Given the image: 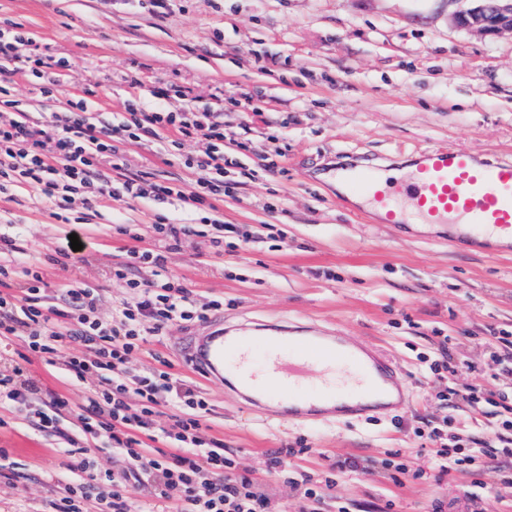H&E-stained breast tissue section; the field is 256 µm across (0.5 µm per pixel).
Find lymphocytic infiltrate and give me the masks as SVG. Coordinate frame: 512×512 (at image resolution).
Listing matches in <instances>:
<instances>
[{
    "instance_id": "f902f5d3",
    "label": "lymphocytic infiltrate",
    "mask_w": 512,
    "mask_h": 512,
    "mask_svg": "<svg viewBox=\"0 0 512 512\" xmlns=\"http://www.w3.org/2000/svg\"><path fill=\"white\" fill-rule=\"evenodd\" d=\"M28 32L0 28V199L12 200L15 187L39 190L62 223H70L75 205L92 209L102 199L125 201L174 199L184 209L200 213L196 224H175L160 217L153 226L154 243L127 251L125 262L113 268L126 298L111 315L100 316L94 289L65 285L57 308L44 306L47 283L39 265L27 268L26 285L14 286L17 272L9 258L18 249V235L0 232V339L22 338L24 349L39 354L58 377L73 382L94 379L90 394L79 409H72L60 393L44 394L40 380L15 366L0 375V410L23 412L39 429L56 428L61 412L75 411L83 439H69L65 450L77 479L52 503L51 512H87L96 503L99 512H129L132 488H140L157 503L156 512H269L268 501L255 480L235 475V464L224 454L223 440L207 436L203 424L209 403L195 382L169 371L165 357L153 365L132 370L129 360L149 341H161L170 326L207 320L221 310L222 301L201 305L183 280L167 268V255L178 250L184 237L209 230V241L223 251L224 237L233 233L223 223L217 203L226 192L224 113L199 112L188 104L184 87L157 88L156 96L178 99L180 111L155 110L137 100L125 102V114L116 124H105L87 110L83 95L71 94L66 109L52 113L43 124L31 121L9 85L23 74L41 95L58 92L61 72L70 67L67 57L47 59L30 52ZM164 139L173 149L198 143L183 164L193 170L191 186L153 181L150 174H111L107 166L125 141ZM133 268L148 270L149 279L130 278ZM77 345L78 353L61 356L63 343ZM461 396L472 409L495 404L499 427L506 436L500 445L474 440L464 445L458 431L432 428L437 467L442 472H470L483 459L512 455V403L495 399L477 385H448L444 398ZM170 410L168 427L157 425L163 410ZM120 457L121 470L101 472L99 452Z\"/></svg>"
}]
</instances>
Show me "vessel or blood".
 Instances as JSON below:
<instances>
[{
	"mask_svg": "<svg viewBox=\"0 0 512 512\" xmlns=\"http://www.w3.org/2000/svg\"><path fill=\"white\" fill-rule=\"evenodd\" d=\"M345 180L384 224L447 226L457 246L491 255L512 254V159L488 158L464 148L432 147L410 154L409 171L382 180L371 165L352 167ZM184 359L211 381L231 388L241 404H275L286 420L363 418L408 400L404 378L389 358L318 328L230 329L210 324L183 346ZM350 385H336L337 368Z\"/></svg>",
	"mask_w": 512,
	"mask_h": 512,
	"instance_id": "vessel-or-blood-1",
	"label": "vessel or blood"
}]
</instances>
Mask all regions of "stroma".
I'll use <instances>...</instances> for the list:
<instances>
[{
  "instance_id": "35a3bbf8",
  "label": "stroma",
  "mask_w": 512,
  "mask_h": 512,
  "mask_svg": "<svg viewBox=\"0 0 512 512\" xmlns=\"http://www.w3.org/2000/svg\"><path fill=\"white\" fill-rule=\"evenodd\" d=\"M448 0H173L166 17L144 0H0V22L29 32L45 56L72 67L56 99L42 98L24 77L12 94L33 119L61 110L68 94L87 93V110L103 122L123 112L126 74L142 70V101L155 105L154 88L184 84L198 111L224 108V153L235 161L225 178L233 193L219 205L243 242L208 251L194 236L168 255L169 271L184 277L198 301L224 300L225 324L289 323L315 326L389 355L410 393L405 408L373 417L282 420L242 407L224 387L201 383L211 405L209 433L222 439L236 472L255 479L272 512H308L302 488L270 466L282 448L305 445L293 458L295 475L333 478L318 512H433L436 504L466 506L480 487L477 512H512V458L474 473H442L431 446L417 434L425 425L447 427L467 418L469 435L492 439L495 409L474 411L460 400H438L431 374L438 337L456 358L458 386L512 388V374L492 358L490 337L512 334V257L456 249L447 228L382 224L346 198L336 183L342 166L363 161L402 174L399 152L459 145L491 157H512V36L484 37L455 25ZM260 117H252L253 109ZM119 156L132 172L190 183L193 175L168 161L166 144L122 143ZM278 158L279 169L265 170ZM0 200V231L20 228L17 268L40 264L48 283L46 307L61 302L62 284L96 289L102 314L126 296L113 266L127 250L152 243L159 212L181 223L179 206L140 199L102 201L84 224L60 223L34 188ZM132 224L137 239L118 234ZM82 248L66 264L48 261L69 235ZM258 244L247 243V236ZM274 244H265L267 236ZM204 323L173 325L163 341L149 342L132 367L158 353L185 375L181 346ZM63 414L59 430H34L25 415L0 428V512H49L50 502L74 475L63 454L81 430ZM422 471L408 480L397 464ZM23 474L13 486L9 473Z\"/></svg>"
}]
</instances>
